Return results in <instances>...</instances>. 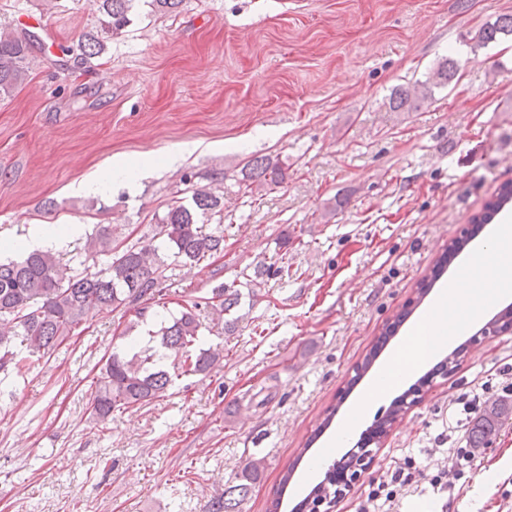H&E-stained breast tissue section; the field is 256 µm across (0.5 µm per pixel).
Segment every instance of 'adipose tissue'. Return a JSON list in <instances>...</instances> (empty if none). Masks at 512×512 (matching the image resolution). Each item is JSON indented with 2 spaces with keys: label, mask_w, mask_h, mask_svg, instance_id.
Wrapping results in <instances>:
<instances>
[{
  "label": "adipose tissue",
  "mask_w": 512,
  "mask_h": 512,
  "mask_svg": "<svg viewBox=\"0 0 512 512\" xmlns=\"http://www.w3.org/2000/svg\"><path fill=\"white\" fill-rule=\"evenodd\" d=\"M464 304L469 305L474 315L482 309L466 289L460 288L458 280H451L446 288L441 289L391 362L363 396V404H370L384 395L406 375L452 343L459 329L468 324L467 318L460 314V307Z\"/></svg>",
  "instance_id": "obj_1"
}]
</instances>
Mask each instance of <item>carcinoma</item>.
<instances>
[{
  "mask_svg": "<svg viewBox=\"0 0 512 512\" xmlns=\"http://www.w3.org/2000/svg\"><path fill=\"white\" fill-rule=\"evenodd\" d=\"M140 0H100L101 31L119 35L129 24V15ZM512 36V15H502L484 24L474 36L488 45ZM42 49L34 33L5 26L0 29V95L10 93L27 76L29 60ZM104 49L99 35L88 33L77 45L76 58L86 62ZM460 63L448 58L439 63L425 81L413 87L399 85L389 98L395 112H408L416 101L444 88L458 76ZM287 172L265 157L246 165L240 185L247 193L253 187L282 184ZM221 198L205 190L192 195V203L173 204L157 224L156 232L135 244H112V228L100 227L93 247L110 257L102 268L79 273L50 251L35 250L18 261L0 262V374L21 373L28 359L46 354L69 338L73 329L93 312L106 307H128L135 317L147 313L146 301L161 302V280L170 266H196L224 252V225L207 231L201 219L221 212ZM239 289L219 285L211 296L183 300L178 315L160 323L152 341L162 350L141 357L120 349L109 356L90 401V414L104 423L116 408L146 405L165 396L175 379L210 374L224 361V349L204 347L202 315L224 320V329L234 328L231 316L241 303ZM512 417V398H497L470 422L469 445L484 448L491 436ZM259 464L253 462L243 476L213 498L209 512H241L251 483L257 480Z\"/></svg>",
  "mask_w": 512,
  "mask_h": 512,
  "instance_id": "obj_1",
  "label": "carcinoma"
}]
</instances>
